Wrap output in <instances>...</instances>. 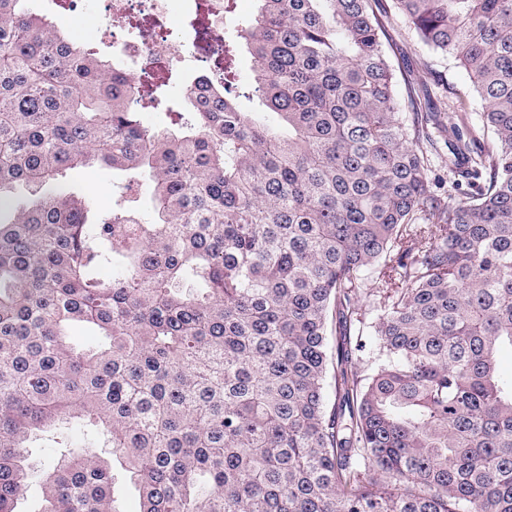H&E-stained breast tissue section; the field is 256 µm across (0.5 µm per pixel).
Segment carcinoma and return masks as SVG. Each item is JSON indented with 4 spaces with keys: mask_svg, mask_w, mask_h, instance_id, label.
<instances>
[{
    "mask_svg": "<svg viewBox=\"0 0 512 512\" xmlns=\"http://www.w3.org/2000/svg\"><path fill=\"white\" fill-rule=\"evenodd\" d=\"M392 3L471 74L452 111L406 78L403 111L372 0H257L158 130L0 0V512L36 481L39 512H117L115 461L139 512H512V0ZM93 165L127 173L106 213L63 181Z\"/></svg>",
    "mask_w": 512,
    "mask_h": 512,
    "instance_id": "obj_1",
    "label": "carcinoma"
}]
</instances>
